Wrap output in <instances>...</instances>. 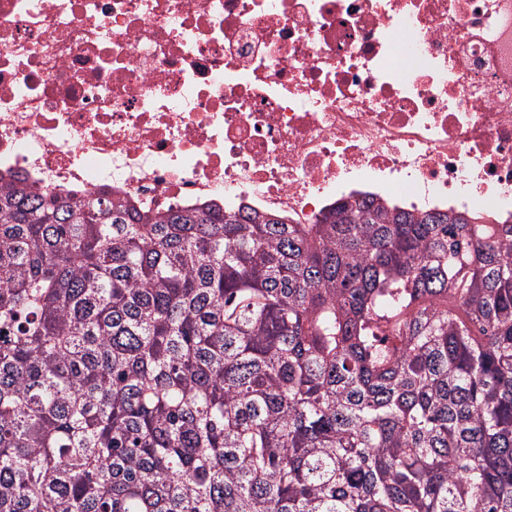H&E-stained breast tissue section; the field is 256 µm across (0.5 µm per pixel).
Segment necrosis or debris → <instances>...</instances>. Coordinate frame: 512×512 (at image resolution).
Wrapping results in <instances>:
<instances>
[{"label": "necrosis or debris", "instance_id": "necrosis-or-debris-1", "mask_svg": "<svg viewBox=\"0 0 512 512\" xmlns=\"http://www.w3.org/2000/svg\"><path fill=\"white\" fill-rule=\"evenodd\" d=\"M512 224V0H0V185Z\"/></svg>", "mask_w": 512, "mask_h": 512}]
</instances>
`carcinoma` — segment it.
I'll list each match as a JSON object with an SVG mask.
<instances>
[{"label": "carcinoma", "instance_id": "1", "mask_svg": "<svg viewBox=\"0 0 512 512\" xmlns=\"http://www.w3.org/2000/svg\"><path fill=\"white\" fill-rule=\"evenodd\" d=\"M0 512H512V224L0 189Z\"/></svg>", "mask_w": 512, "mask_h": 512}]
</instances>
